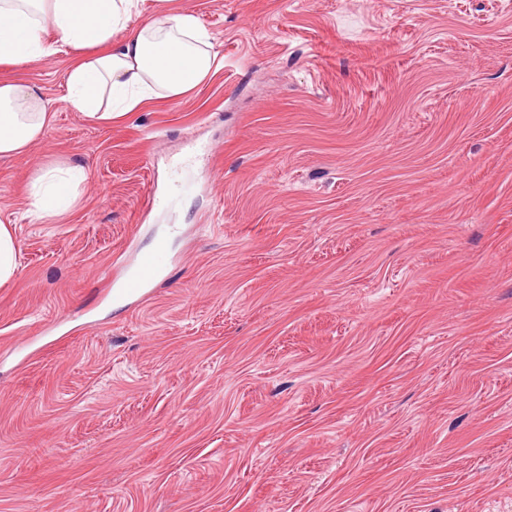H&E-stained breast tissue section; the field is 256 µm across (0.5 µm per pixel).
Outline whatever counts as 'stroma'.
<instances>
[{"instance_id": "35a3bbf8", "label": "stroma", "mask_w": 512, "mask_h": 512, "mask_svg": "<svg viewBox=\"0 0 512 512\" xmlns=\"http://www.w3.org/2000/svg\"><path fill=\"white\" fill-rule=\"evenodd\" d=\"M168 8L222 68L0 158V512H512V0ZM81 175L82 171L77 167L66 171L41 169L32 182V214L39 219H48L65 211L72 204L68 186ZM18 251L9 224L0 222V284L8 282L17 269ZM167 260L163 242L149 252L138 254L132 261V270L121 282L119 294L125 297H145L149 288L160 279Z\"/></svg>"}]
</instances>
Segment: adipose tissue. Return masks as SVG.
Returning <instances> with one entry per match:
<instances>
[{"instance_id": "ef3b65f1", "label": "adipose tissue", "mask_w": 512, "mask_h": 512, "mask_svg": "<svg viewBox=\"0 0 512 512\" xmlns=\"http://www.w3.org/2000/svg\"><path fill=\"white\" fill-rule=\"evenodd\" d=\"M138 0H0V63L26 65L73 54L68 106L108 121L145 101L177 100L201 85L221 62L189 13L138 21ZM56 39L47 41L46 28ZM57 107L31 83L0 82V158L27 153ZM79 168L43 169L32 182V213L48 219L72 203L68 186Z\"/></svg>"}]
</instances>
